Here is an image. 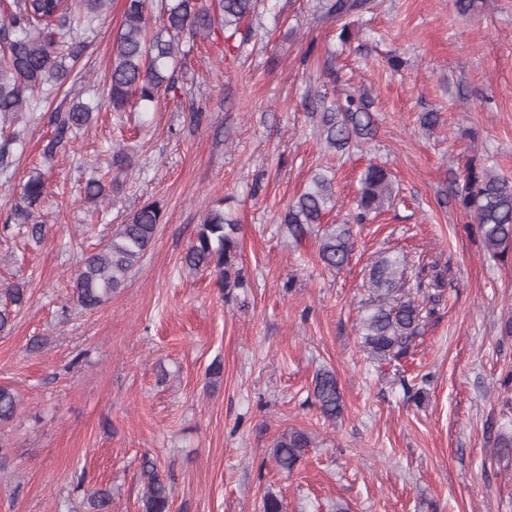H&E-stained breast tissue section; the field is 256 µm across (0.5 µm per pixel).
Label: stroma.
<instances>
[{
    "instance_id": "1",
    "label": "stroma",
    "mask_w": 512,
    "mask_h": 512,
    "mask_svg": "<svg viewBox=\"0 0 512 512\" xmlns=\"http://www.w3.org/2000/svg\"><path fill=\"white\" fill-rule=\"evenodd\" d=\"M317 3L262 0L255 37L237 48L220 30L183 43L174 90L147 108L101 109L44 155L52 116L105 89L124 11L113 0L64 85L0 129V142L21 138L0 173V225L29 174L47 182L42 242L0 236V289L18 283L28 297L0 334V385L20 400L0 424V512H57L80 477L111 488L112 512H142L146 457L174 488L171 512H263L269 492L287 512H512V459L488 439L512 436V260L483 250L451 195L472 156L512 179V0H479L470 16L454 0H372L334 22L319 21ZM310 90L367 96L373 135L329 149L303 105ZM426 112L434 127L421 125ZM118 146L133 169L105 200H86V178ZM372 163L391 173L396 199L353 225L349 264L327 270L315 235L298 244L285 232V208L330 169L337 205L323 222L343 223ZM218 200L241 227L246 285L229 297L182 264ZM152 201L162 222L141 263L104 305L77 306L84 257ZM386 252L405 257L418 301L432 293L431 265L445 278L398 365L375 360L358 333L369 269ZM323 367L344 401L334 422L306 401ZM292 428L314 444L286 473L271 451Z\"/></svg>"
}]
</instances>
